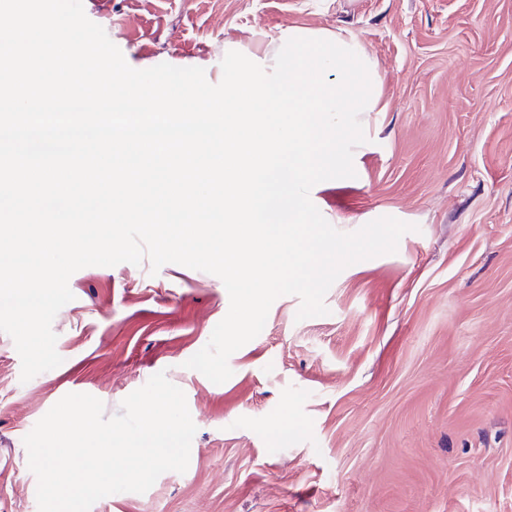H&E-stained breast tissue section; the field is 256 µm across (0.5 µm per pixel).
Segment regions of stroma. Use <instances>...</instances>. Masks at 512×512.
I'll return each instance as SVG.
<instances>
[{"label":"stroma","instance_id":"1","mask_svg":"<svg viewBox=\"0 0 512 512\" xmlns=\"http://www.w3.org/2000/svg\"><path fill=\"white\" fill-rule=\"evenodd\" d=\"M135 69L222 79L233 49L274 59L289 27L354 38L375 63L356 175L310 197L337 230L415 224L346 267L328 314L279 297L212 383L186 361L229 310L178 264L89 266L52 329L63 362L21 382L0 332V512H38L24 437L69 393L105 417L157 372L196 426L185 473L91 512H512V0H85Z\"/></svg>","mask_w":512,"mask_h":512}]
</instances>
